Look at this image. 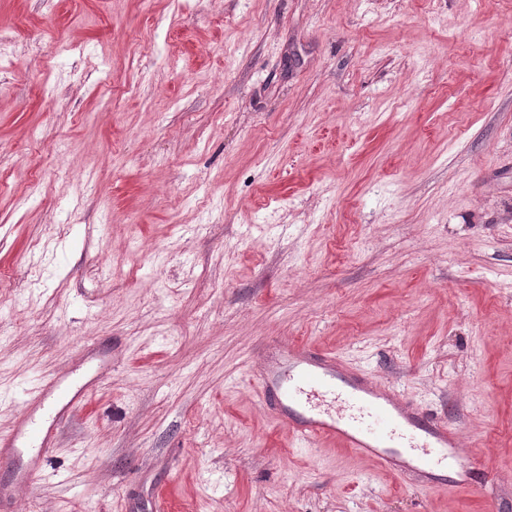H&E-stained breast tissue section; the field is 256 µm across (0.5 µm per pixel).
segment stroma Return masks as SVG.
<instances>
[{
  "mask_svg": "<svg viewBox=\"0 0 512 512\" xmlns=\"http://www.w3.org/2000/svg\"><path fill=\"white\" fill-rule=\"evenodd\" d=\"M307 345L478 450L448 494L301 448ZM0 512H512V0H0ZM51 433L52 424L45 428L25 413L16 429L0 436L1 464L14 465L20 460L24 452L27 449L29 450L26 468L19 471V478H17L15 484L32 485L41 480L44 454L50 448L52 441ZM31 441H36L38 447L25 448Z\"/></svg>",
  "mask_w": 512,
  "mask_h": 512,
  "instance_id": "1",
  "label": "stroma"
}]
</instances>
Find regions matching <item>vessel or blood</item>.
Segmentation results:
<instances>
[{"label":"vessel or blood","instance_id":"obj_1","mask_svg":"<svg viewBox=\"0 0 512 512\" xmlns=\"http://www.w3.org/2000/svg\"><path fill=\"white\" fill-rule=\"evenodd\" d=\"M260 377L264 392L278 400L282 423L304 445L337 442L385 472L430 488L473 489L487 481L483 461L461 450L458 433L447 421L403 393L379 388L371 377L343 367L331 355L285 346ZM51 433L26 415L16 429L0 436V462H26L19 484L41 479Z\"/></svg>","mask_w":512,"mask_h":512}]
</instances>
